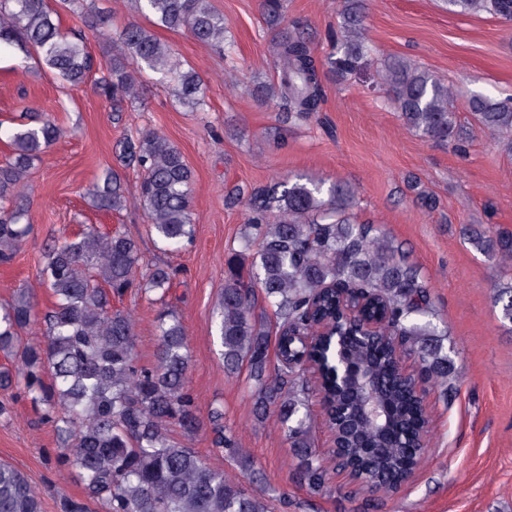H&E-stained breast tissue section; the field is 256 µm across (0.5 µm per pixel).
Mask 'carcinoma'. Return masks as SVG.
<instances>
[{
    "label": "carcinoma",
    "mask_w": 512,
    "mask_h": 512,
    "mask_svg": "<svg viewBox=\"0 0 512 512\" xmlns=\"http://www.w3.org/2000/svg\"><path fill=\"white\" fill-rule=\"evenodd\" d=\"M155 25L182 31L220 52L224 16L209 0H136ZM454 14L487 13L512 21V0H443ZM272 27L284 20V0H264ZM62 11H72L87 29L106 37L110 51L98 62L82 35L70 36L59 26ZM340 55L332 67L340 76L353 74L367 61L362 0H344ZM96 0H0V46L35 52L45 65L74 87L99 72L96 89L115 112L140 100L138 87L147 68L175 75L178 96L202 111L205 92L199 74L179 69L171 48L136 21L116 37ZM279 82L270 94L288 104V119L309 120L320 109L321 81L309 41L295 22L276 34ZM379 84L404 123L429 141L449 143L466 153L453 91L420 65L404 59L385 60ZM477 128L490 132L512 154V97L474 95L468 101ZM61 135L50 119L34 125L0 129L11 146L0 162V264L12 262L30 232L28 206L20 190L34 162ZM122 166L142 170L138 200L159 241L179 248L194 237L190 197L192 170L169 139L151 130L120 144ZM247 199L245 245L254 249L249 266L232 255L226 260L217 330L224 370L248 371L249 396L255 419L277 417L289 447L298 459V479L319 494L326 488L327 469L313 448L310 426V379L291 346V359L272 360L273 329L286 327L314 333L318 318L335 321L347 336L356 325L341 319L338 287L358 289L380 313L387 347L351 345L358 365L372 369L381 382V397L391 413L382 430L372 419L355 416L357 402L326 386L328 397L343 416L347 453L361 466L364 487L396 490L410 463L418 421L415 404L394 373V340L414 356L418 367L448 397L451 370L443 341L446 327L436 312L418 269L402 246L380 225L359 223L350 215L354 191L336 182L283 176L264 188L239 190ZM99 210L120 211L127 203L124 183L113 169L91 186ZM478 251L501 262L512 261V234L489 233L478 224L464 229ZM175 272L169 267L141 268L137 242L121 231L102 234L90 229L48 246L40 277L52 301L41 310L28 290L19 289L0 306V355L17 359L14 370L0 372V386H19L55 426L67 449L64 464L76 469L85 499L69 500L64 512H271L266 491L248 489L256 471L238 448L224 411L213 408L208 421L212 445L226 451L241 477L209 466L193 449L170 434L178 425L185 437L203 427L195 396L188 385L190 357L187 334L179 316L162 309L157 316L155 363L135 360V332L127 313L112 306L135 289L165 297ZM494 304L512 322V283L494 290ZM41 326L43 340L21 344L31 325ZM0 512H41V500L27 478L0 462Z\"/></svg>",
    "instance_id": "1"
}]
</instances>
